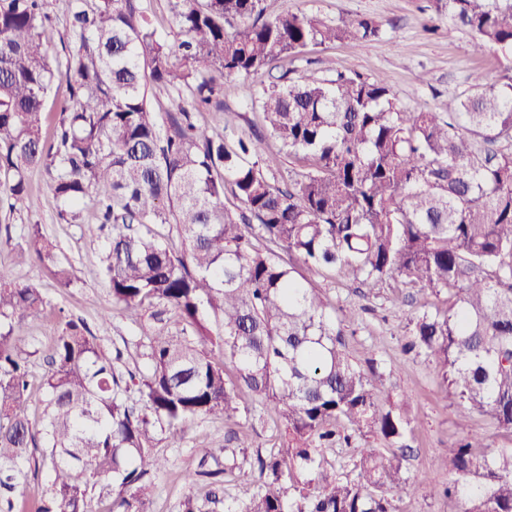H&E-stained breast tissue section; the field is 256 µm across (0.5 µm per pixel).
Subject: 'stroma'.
Segmentation results:
<instances>
[{
  "mask_svg": "<svg viewBox=\"0 0 512 512\" xmlns=\"http://www.w3.org/2000/svg\"><path fill=\"white\" fill-rule=\"evenodd\" d=\"M263 6L270 14L302 11L332 21L356 17L376 21L381 28L378 38L362 44L310 45L284 58L280 69L295 77H321L330 59L339 69L384 75L396 102L405 110L447 111L449 98L469 91L476 72L491 83H503L512 76L496 53H472L470 34L449 31L447 18H439L437 33L427 32L424 24L434 13L431 0H264ZM422 73L427 76L423 84L417 81ZM261 92L260 80H225L223 112H205L199 120L230 143L243 135H264L258 169L271 183L282 186L302 173L303 167L276 139L267 136L255 104ZM227 113L232 114V123H224ZM28 184L34 199L31 209L13 212L7 201H0V264H9L12 252L27 243L28 230L35 224L53 242L73 280L71 287H62L52 267L36 261L16 270L17 278L37 287L49 303L45 315L16 330V343L28 360L33 389H40L49 370L47 355L66 317L83 322L105 350L124 348L123 368H144L132 342L153 320L147 317L135 323L113 308L108 284L101 275L106 234L99 229L94 209L88 204L80 206L77 223H64L58 217L62 203L51 191L45 169L32 170ZM306 276L323 295L327 314L341 321L346 352L361 367L374 368L381 403L405 400L418 424L406 447L397 451L407 477L394 495L398 512H459L458 500L441 493L453 477L445 460L455 442L474 430L493 447L512 448V434L479 416L460 421L456 399L435 365L425 356L404 350L412 317L423 310L446 309L447 294L432 295L394 280L370 291L337 268L310 270ZM107 308L112 317L104 322L100 314ZM283 434L279 416L248 392L242 394L240 411L233 419L201 416L177 435L161 434L157 450L169 465L155 479V493L146 512H180L185 497H204V483L191 485L184 479L185 472L203 464L197 454L201 448L213 452L203 464L210 470H223L227 452L245 450L248 460L242 468L224 475L225 499L245 501L256 484L253 458L257 452L281 448Z\"/></svg>",
  "mask_w": 512,
  "mask_h": 512,
  "instance_id": "obj_1",
  "label": "stroma"
}]
</instances>
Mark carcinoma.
Wrapping results in <instances>:
<instances>
[{
    "instance_id": "carcinoma-1",
    "label": "carcinoma",
    "mask_w": 512,
    "mask_h": 512,
    "mask_svg": "<svg viewBox=\"0 0 512 512\" xmlns=\"http://www.w3.org/2000/svg\"><path fill=\"white\" fill-rule=\"evenodd\" d=\"M171 2L181 33L173 45L143 0H0V195L31 207L28 172L42 167L64 222L93 196L99 224L112 225L101 268L112 303L134 322L149 311L182 324L144 330L138 376L118 369L120 350L108 354L69 319L33 394L14 331L47 303L14 267L36 260L61 284L72 279L32 228L28 248L0 265V512H20L18 466L36 460L49 484L34 512H93L108 480L106 512H145L167 466L158 434L174 436L198 416L236 417L244 390L280 415L288 442L257 455L255 492L224 512H397L398 456L362 448L357 478L343 480L322 449L354 433L401 445L415 423L402 403L380 406L375 378L345 353L321 294L277 250L309 269L339 266L370 289L397 277L448 291L447 309L411 320L406 348L434 362L461 418L476 414L512 433V81L477 73L448 111H407L381 76L333 66L322 78L273 75L309 45L379 36L370 18L267 17L262 0ZM434 2L448 29L471 34L474 53L493 51L512 70V0ZM59 18L62 57L53 53ZM60 77L68 96L48 137L47 101ZM265 77L266 130L309 167L284 188L251 161L262 137L229 145L195 119L224 111V80ZM155 88L176 109L155 111ZM227 180L240 214L224 208ZM159 224L175 226L184 253ZM450 463L444 493L460 512H512V448H491L475 431L455 443ZM208 503L220 499L188 496L181 512H215Z\"/></svg>"
}]
</instances>
